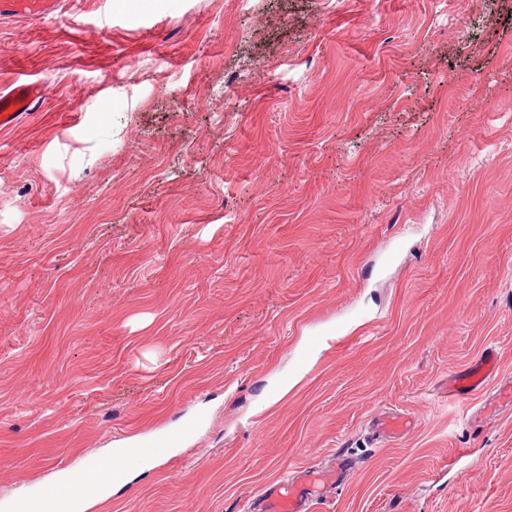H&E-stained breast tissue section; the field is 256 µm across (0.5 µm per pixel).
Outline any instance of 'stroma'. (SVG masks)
Masks as SVG:
<instances>
[{
  "instance_id": "obj_1",
  "label": "stroma",
  "mask_w": 512,
  "mask_h": 512,
  "mask_svg": "<svg viewBox=\"0 0 512 512\" xmlns=\"http://www.w3.org/2000/svg\"><path fill=\"white\" fill-rule=\"evenodd\" d=\"M0 512H512V0H62L0 21ZM495 381L447 402L486 347ZM412 418L375 440L383 413ZM19 75L0 95V130L13 127L22 112L32 111L46 96V86ZM337 468L322 470L316 466L301 470L302 481L299 484L276 483L269 485L257 497L254 510L257 512H308L310 502L321 491L338 482L350 468L347 456L339 453L336 457ZM117 459L106 458L98 462L94 467L80 468L72 471L71 482L67 489L80 500H96L98 502L105 501V491L112 487L116 482L124 479L123 470ZM76 480V489L74 480ZM18 512H81L83 506L72 505L66 498L58 497L56 491L48 496H38L20 501L16 505Z\"/></svg>"
}]
</instances>
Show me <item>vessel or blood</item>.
I'll list each match as a JSON object with an SVG mask.
<instances>
[{
  "label": "vessel or blood",
  "instance_id": "b4317fda",
  "mask_svg": "<svg viewBox=\"0 0 512 512\" xmlns=\"http://www.w3.org/2000/svg\"><path fill=\"white\" fill-rule=\"evenodd\" d=\"M59 0H0V18L12 21L42 19L53 14ZM45 85L19 76L7 93L0 95V130L13 127L22 113L32 111L46 96ZM500 366V353L489 347L463 368L448 375V398L456 401L482 392L494 380ZM413 425L412 420L398 414L379 418L375 424L379 435L397 438ZM337 466L322 470L314 466L303 468L301 483L269 485L258 496L257 512H309L312 499L328 485L338 482L349 469L345 455H337ZM77 498L103 500L105 492L124 478L122 468L106 458L90 468L75 470Z\"/></svg>",
  "mask_w": 512,
  "mask_h": 512
}]
</instances>
